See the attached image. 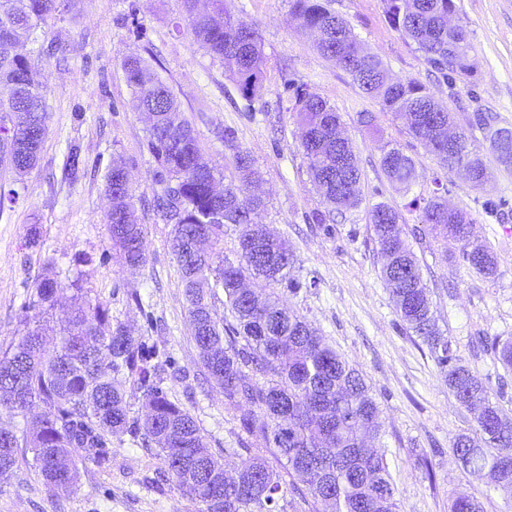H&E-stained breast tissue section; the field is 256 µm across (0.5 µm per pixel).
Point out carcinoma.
Here are the masks:
<instances>
[{
    "mask_svg": "<svg viewBox=\"0 0 512 512\" xmlns=\"http://www.w3.org/2000/svg\"><path fill=\"white\" fill-rule=\"evenodd\" d=\"M184 0L190 33L230 73L242 98L256 96L263 82L264 54L256 28L236 19L224 0ZM329 0H292L300 29L319 33L316 48L352 77L364 93L404 119L411 134L429 136L428 119L445 120L448 109L409 79L394 82L383 61L364 51L348 22L328 7ZM390 25L412 40L427 61L454 76L471 67L465 27L448 28L456 0H384ZM56 0H0V165L14 168L18 158L37 161L47 118L42 86L19 44L29 40L56 11ZM133 107L154 114L148 148L160 168L163 185L155 208L174 226L171 250L180 267L191 320H200L194 342L201 364L224 391V402L241 411L248 436L263 444L237 466V480L226 482L227 462L208 447L191 414L168 398L157 378L162 366L156 351L121 322H112L108 305L93 299L77 278L71 305L61 320L58 341L44 346L39 322L56 305L63 288L47 271L33 284L36 300L23 318L24 331L0 350V411L27 421L22 435L0 427V485L18 468L17 449L29 448V467L52 492H64L79 478L78 450L96 448L97 462L108 458L112 435L153 447L165 481L195 504V512H278L279 502H299L308 512H397L395 487L386 455L368 445L381 441L383 422L370 388L345 357L319 336L306 318L279 304L275 286L286 280L293 254L275 237L261 249L247 238L248 225L264 207L251 193L258 181L251 156L239 149L232 133L224 143L234 151L237 177L216 196L214 169L204 158L192 127L178 118V103L159 74L145 60L124 63ZM295 112L306 131L301 142L310 181L335 209L359 203L361 169L351 145L336 139L340 117L314 92L296 94ZM492 152L503 166L512 165V129L499 127ZM441 166L479 187L492 171L481 155L443 153ZM386 178L405 188L416 180L414 161L393 148L383 154ZM113 200L106 215L112 247L127 266L143 267L147 248L135 213L134 195L123 167L107 176ZM420 222L435 238L460 243L459 258L468 265L479 250L484 264L477 273L496 275V254L485 242L471 241V224L461 210L448 220L446 200L436 196L418 206ZM223 223L215 224L216 213ZM374 241L383 259L380 276L389 286L396 313L406 328L430 349L464 408L483 409L476 419L483 445L467 435L452 444V459L469 475L512 492V417L504 413L493 389L478 378L452 350L438 328L421 265L406 240L401 214L378 204L371 210ZM241 227L237 259L224 257V225ZM288 281V280H286ZM224 289L235 321L217 319L212 288ZM295 290L299 282L288 281ZM140 393L142 412L130 414L128 392ZM276 450L278 467L265 452ZM450 512H482L469 497L452 500Z\"/></svg>",
    "mask_w": 512,
    "mask_h": 512,
    "instance_id": "1",
    "label": "carcinoma"
}]
</instances>
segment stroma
<instances>
[{
	"label": "stroma",
	"instance_id": "obj_1",
	"mask_svg": "<svg viewBox=\"0 0 512 512\" xmlns=\"http://www.w3.org/2000/svg\"><path fill=\"white\" fill-rule=\"evenodd\" d=\"M468 31L473 73L447 82L416 45L388 24L383 0H329L361 44L377 54L393 79H414L443 103L457 126L475 109L496 113L512 126V0H457ZM224 5L263 38L262 87L254 101L241 98L223 65L188 31L182 0H59L56 13L20 46L35 66L47 105L40 158L23 176L0 166V348L22 332L34 281L52 267L63 288L58 305L42 320L56 336L70 303L71 280L83 278L91 297L105 301L113 319L153 346L163 371L159 385L195 419L209 448L230 463L246 460L248 436L238 413L202 367L189 321L177 261L170 250L172 225L152 208L161 186L147 147L149 123L132 107L125 58L148 59L194 129L218 183L236 176L224 145L232 131L260 175L266 208L259 224L285 237L293 251L298 290L279 285L283 304L303 314L370 385L384 424V451L396 488L398 512H449L454 496L477 499L483 512H512V497L459 469L451 458L457 435L473 432L472 415L449 392L435 361L399 319L380 277L381 256L372 240L370 211L386 203L405 221L406 238L422 266L438 326L463 363L492 388L512 414V372L492 350H476L477 336L512 339V167L500 166L485 140L477 145L493 177L474 188L440 166L429 147L403 120L366 95L352 78L315 48L301 31L290 0H224ZM317 93L340 116L362 172L361 202L335 212L328 224L312 215L327 205L307 173L294 92ZM374 113V127L360 121ZM410 156L418 178L410 188L390 184L380 169L389 149ZM76 176L66 174L71 152ZM128 174L149 250L145 267L123 266L112 248L106 213L107 175L113 163ZM446 187L449 205L466 212L475 236L498 259L487 278L459 262L457 242L437 240L418 220L416 202ZM506 209H499V202ZM68 492H50L28 466L0 486V512H195L172 488H158L161 461L154 449L112 439L109 460L96 449Z\"/></svg>",
	"mask_w": 512,
	"mask_h": 512
}]
</instances>
